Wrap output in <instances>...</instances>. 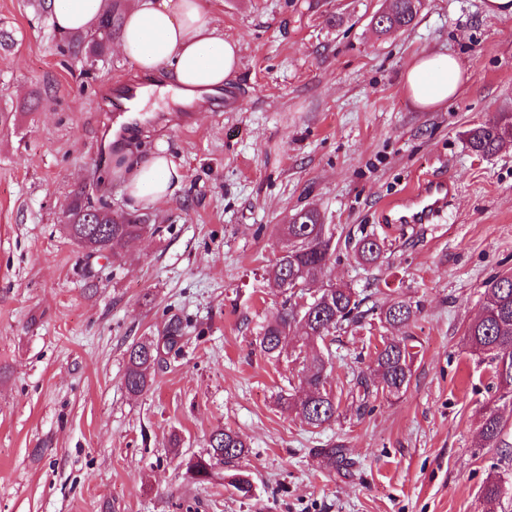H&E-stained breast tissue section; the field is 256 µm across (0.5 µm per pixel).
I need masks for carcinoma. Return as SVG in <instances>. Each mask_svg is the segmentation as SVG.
<instances>
[{"label":"carcinoma","mask_w":512,"mask_h":512,"mask_svg":"<svg viewBox=\"0 0 512 512\" xmlns=\"http://www.w3.org/2000/svg\"><path fill=\"white\" fill-rule=\"evenodd\" d=\"M421 0H392V7L375 18V29L386 34L409 27L421 9ZM121 17L115 10L102 15L97 25L88 32L68 35L60 50L71 55L83 54L88 59L101 56L120 29ZM512 115L499 113L486 122L467 131V142L472 152L492 156L509 138ZM69 236L78 244L93 235L94 226H105V234L94 240L95 247L86 251V258L98 255L123 257L128 242L139 237L147 228L145 219L135 213H114L108 199L101 197L92 202L84 191L73 194L67 211ZM281 233L288 240V248L280 253L274 265L276 284L288 282V289L318 287L319 295L309 299V307L299 309L289 293L279 317L262 328L258 339L260 352L268 358H277L288 344L292 326L303 334L307 348L301 370L300 390L280 397L286 410L301 417L309 426L318 428L336 419L338 403L332 390L327 388L324 353L314 345L351 325H356L375 313V308L362 309L364 299L346 284L326 283L327 269L336 257V240L322 224L320 214L304 208L281 225ZM356 259L365 265H375L384 250V240L376 234H365L355 240L352 247ZM420 311L409 300L388 302L380 309L379 321L387 328H406ZM183 335L179 320L169 323L162 341H141L127 349L124 386L128 393L139 395L154 381L153 369L160 363L159 347L173 349ZM413 337L393 336L375 348L373 371L377 375L376 390L397 396L410 382L415 357ZM463 345L473 355L488 360L493 372L499 398L512 397V273L498 275L487 283V298L481 313L466 327ZM506 424L496 409H483L479 435L483 446L497 448L503 443ZM249 445L236 432L224 427L211 431L206 454L192 456L184 461L185 474L197 484L211 482L225 467H234L248 454ZM508 473L489 479L480 490L484 512H498L503 499L512 491ZM228 485L242 497L252 495L253 485L248 474L236 471L229 476Z\"/></svg>","instance_id":"obj_1"}]
</instances>
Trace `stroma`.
<instances>
[{"label":"stroma","instance_id":"obj_1","mask_svg":"<svg viewBox=\"0 0 512 512\" xmlns=\"http://www.w3.org/2000/svg\"><path fill=\"white\" fill-rule=\"evenodd\" d=\"M32 2L0 0L13 39L0 47V512H482L483 483L512 470V400L462 337L487 282L512 271V143L482 157L464 133L512 114V18L481 0H423L410 27L381 36L371 20L388 0H205L241 44L230 84L242 104L189 113L157 92L129 114L147 132L139 152L167 147L181 183L146 206L151 229L121 263L91 267L66 212L79 189L132 209L109 172L126 146L113 90L135 66L114 47L94 62L61 55ZM424 52L466 72L457 97L427 109L402 90ZM419 176L457 184L447 210L385 229L382 209ZM304 208L339 243L328 280L420 306L406 391L363 408L349 389L385 330L337 332L327 375L339 416L319 428L277 403L299 382L300 332L273 360L256 346L286 299L272 278L278 227ZM363 226L387 237L378 266L345 245ZM175 318L182 340L129 394L128 347ZM489 405L506 422L502 450L478 436ZM218 426L249 444L238 467L251 497L185 474ZM326 448L345 464L328 468Z\"/></svg>","mask_w":512,"mask_h":512}]
</instances>
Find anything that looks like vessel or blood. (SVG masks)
Returning a JSON list of instances; mask_svg holds the SVG:
<instances>
[{"label": "vessel or blood", "instance_id": "1", "mask_svg": "<svg viewBox=\"0 0 512 512\" xmlns=\"http://www.w3.org/2000/svg\"><path fill=\"white\" fill-rule=\"evenodd\" d=\"M455 190L447 178H422L397 203L386 207L383 222L393 224H429L446 208Z\"/></svg>", "mask_w": 512, "mask_h": 512}]
</instances>
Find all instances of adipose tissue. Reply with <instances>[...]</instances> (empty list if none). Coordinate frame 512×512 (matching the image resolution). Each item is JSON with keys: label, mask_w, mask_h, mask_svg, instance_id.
I'll list each match as a JSON object with an SVG mask.
<instances>
[{"label": "adipose tissue", "mask_w": 512, "mask_h": 512, "mask_svg": "<svg viewBox=\"0 0 512 512\" xmlns=\"http://www.w3.org/2000/svg\"><path fill=\"white\" fill-rule=\"evenodd\" d=\"M107 5L108 0H52L55 28L67 35L88 31ZM118 49L138 73H164L168 91L186 106L221 91L242 55L239 42L210 24L203 0H130ZM463 84V67L449 54H422L403 77L405 95L421 108L455 97ZM112 174L134 205L162 204L181 182L178 165L165 151L143 158L122 154Z\"/></svg>", "instance_id": "obj_1"}]
</instances>
